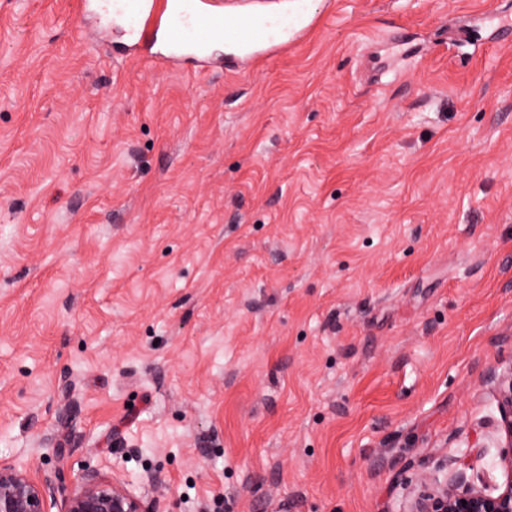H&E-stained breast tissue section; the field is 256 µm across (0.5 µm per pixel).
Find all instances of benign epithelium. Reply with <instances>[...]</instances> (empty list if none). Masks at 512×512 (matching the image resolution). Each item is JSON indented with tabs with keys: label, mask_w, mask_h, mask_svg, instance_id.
<instances>
[{
	"label": "benign epithelium",
	"mask_w": 512,
	"mask_h": 512,
	"mask_svg": "<svg viewBox=\"0 0 512 512\" xmlns=\"http://www.w3.org/2000/svg\"><path fill=\"white\" fill-rule=\"evenodd\" d=\"M496 394L499 423L497 457L504 481L477 483L463 469L446 462L442 476L426 478V491L408 512H512V365L487 376ZM60 499L62 512H158L157 505L135 495L114 474L85 470L75 485L50 478L36 480L21 460H0V512H48L47 499Z\"/></svg>",
	"instance_id": "obj_1"
}]
</instances>
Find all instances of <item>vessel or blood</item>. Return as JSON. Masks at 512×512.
Returning a JSON list of instances; mask_svg holds the SVG:
<instances>
[{
	"mask_svg": "<svg viewBox=\"0 0 512 512\" xmlns=\"http://www.w3.org/2000/svg\"><path fill=\"white\" fill-rule=\"evenodd\" d=\"M93 7L126 22L125 57H145L162 69L186 62L199 71L267 62L319 20L301 0L285 13L264 17L225 10L224 0H80L78 10Z\"/></svg>",
	"mask_w": 512,
	"mask_h": 512,
	"instance_id": "1",
	"label": "vessel or blood"
}]
</instances>
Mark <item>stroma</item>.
<instances>
[{
  "label": "stroma",
  "instance_id": "1",
  "mask_svg": "<svg viewBox=\"0 0 512 512\" xmlns=\"http://www.w3.org/2000/svg\"><path fill=\"white\" fill-rule=\"evenodd\" d=\"M247 74L0 0V457L161 512L487 481L512 364V0H314Z\"/></svg>",
  "mask_w": 512,
  "mask_h": 512
}]
</instances>
